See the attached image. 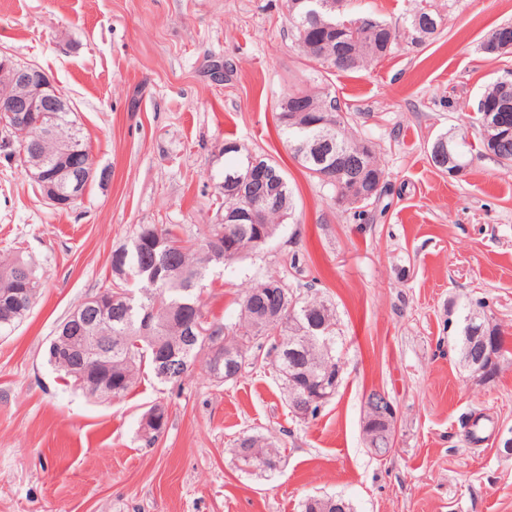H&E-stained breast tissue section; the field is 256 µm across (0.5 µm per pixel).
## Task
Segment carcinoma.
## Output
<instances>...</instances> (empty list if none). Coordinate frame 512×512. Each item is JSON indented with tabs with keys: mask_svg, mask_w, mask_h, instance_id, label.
Masks as SVG:
<instances>
[{
	"mask_svg": "<svg viewBox=\"0 0 512 512\" xmlns=\"http://www.w3.org/2000/svg\"><path fill=\"white\" fill-rule=\"evenodd\" d=\"M287 21L295 44L305 59L326 72H343L359 69L377 62L391 52L400 37L398 28L373 16L370 12L345 10L336 22L343 25L342 35L354 41L359 50L352 62L338 68L336 62L323 55L318 44L333 38L308 11L301 10L297 0H286ZM418 17L431 19L432 28L417 30L414 20ZM442 21L430 8L421 7L406 20L404 32L414 42L435 41L441 34ZM277 123L294 160L322 186L326 187L336 204L361 218L366 208L377 202L383 194L379 190L364 197L354 188V181L376 183L384 176V167L378 153L369 156L364 152L365 140L349 133L351 112L343 106L332 91L322 85L310 88L290 89L278 102ZM478 123L485 153L493 154L494 160L503 166H512V134L496 141L488 138L489 113H512V71L490 83L477 106ZM67 136L61 129L45 139L37 125L36 116L29 117L27 140L42 152L53 153ZM328 138L331 145L315 153L313 145ZM446 149L436 150L438 142L430 147L432 164L448 170V158L461 167L473 163L466 137L453 132L442 135ZM242 147L227 153L229 162L224 174L246 176L249 162H240L237 155ZM258 161L266 169L277 173L279 206L270 207L259 217V226L277 234L281 224L292 222L294 217L293 194L285 171L273 160L260 157ZM343 169L341 179L329 180L330 169ZM227 214L216 224L200 230L193 238H182L178 224H149L159 246L152 249L138 244L133 237L130 244L118 248L124 254L126 276L110 285L114 293L125 295L128 306L112 313V322L96 323L92 335L112 345V400L121 401L136 384L144 370L155 371L156 360L166 355L169 362L168 382L178 383L191 371L197 359L204 362L205 372L216 382L228 381L225 371L227 361L224 351L240 350L236 375L242 376L258 362L275 357L278 368L291 373L296 386L316 389L326 372H336L340 359L336 355L337 323L334 309L315 295L301 293V288L311 289V284L292 285L284 275H271L255 282L243 295L238 320L228 324L222 320H208L203 312V281L212 267L242 260L263 249L268 241L259 242L255 225L247 220L237 224L225 221ZM139 285L132 291L128 282ZM23 288L26 293L15 299L0 296V332L19 325L35 304L39 292V280L35 265L16 251L0 255V292L6 288ZM478 301L464 316L460 348H465L473 336L496 337V351L505 354V340L497 326L491 324ZM152 314V332L142 331V316ZM322 325L328 329L329 346L324 347L308 339L310 327ZM64 340H50L47 362L55 368L64 382L88 396L103 398L105 394L79 384L81 366L80 351L69 343L68 356H61ZM167 423L151 421L141 426L146 445L154 444L164 433ZM239 469L274 472L273 462H282L281 449L267 438L246 433L240 436L233 448Z\"/></svg>",
	"mask_w": 512,
	"mask_h": 512,
	"instance_id": "cac0c4a2",
	"label": "carcinoma"
}]
</instances>
